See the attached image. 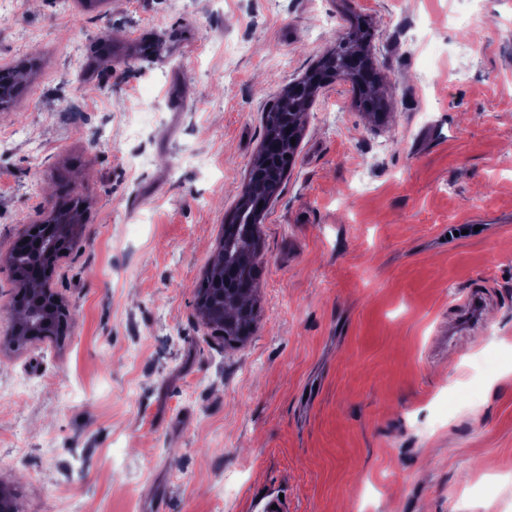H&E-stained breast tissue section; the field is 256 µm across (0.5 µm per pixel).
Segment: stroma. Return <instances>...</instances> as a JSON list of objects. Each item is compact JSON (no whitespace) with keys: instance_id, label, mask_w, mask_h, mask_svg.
Returning <instances> with one entry per match:
<instances>
[{"instance_id":"stroma-1","label":"stroma","mask_w":512,"mask_h":512,"mask_svg":"<svg viewBox=\"0 0 512 512\" xmlns=\"http://www.w3.org/2000/svg\"><path fill=\"white\" fill-rule=\"evenodd\" d=\"M359 18L388 117L348 79L317 91L260 226L256 329L225 346L196 285L262 114ZM4 67L30 76L0 110V255L86 202L51 280L69 336L0 349L21 512H251L270 489L289 512H512V0H0ZM82 199L77 198L74 199L69 205V215L71 217L72 221H75L74 223L70 224H80V215H81V204ZM59 204L55 201H50L47 208L42 212L41 217L38 220H35L32 222V224H29L26 229L23 231V233L20 236V239L18 240V245H23L26 243L27 240L30 239V235L34 234L32 233V230H35V233L38 229L44 228L48 232H53L57 235H67L68 237H71L73 226L70 224H58V221L56 220V216L58 213Z\"/></svg>"}]
</instances>
